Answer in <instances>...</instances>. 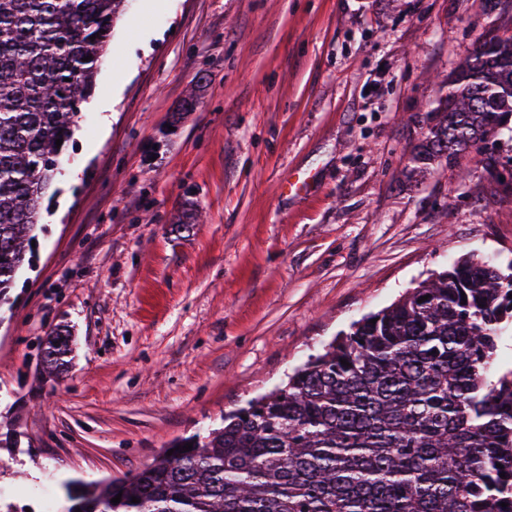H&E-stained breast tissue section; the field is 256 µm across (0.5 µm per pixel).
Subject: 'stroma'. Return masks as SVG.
Instances as JSON below:
<instances>
[{
    "mask_svg": "<svg viewBox=\"0 0 512 512\" xmlns=\"http://www.w3.org/2000/svg\"><path fill=\"white\" fill-rule=\"evenodd\" d=\"M491 34L512 6L129 0L0 309V502L65 512V480L219 426L453 261L511 262L512 143L489 170L414 160ZM73 337L67 330L55 328L51 330L44 341L41 353V370L47 374L61 371L65 358L72 352Z\"/></svg>",
    "mask_w": 512,
    "mask_h": 512,
    "instance_id": "35a3bbf8",
    "label": "stroma"
}]
</instances>
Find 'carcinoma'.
<instances>
[{
    "label": "carcinoma",
    "instance_id": "carcinoma-1",
    "mask_svg": "<svg viewBox=\"0 0 512 512\" xmlns=\"http://www.w3.org/2000/svg\"><path fill=\"white\" fill-rule=\"evenodd\" d=\"M123 2L0 0V306L45 230ZM441 87L416 161L471 152L493 167L480 144L512 121V37L485 38ZM511 293L512 263L456 262L172 455L124 480L65 482L66 512H512V368L497 362ZM72 345L51 330L41 370L61 371Z\"/></svg>",
    "mask_w": 512,
    "mask_h": 512
}]
</instances>
